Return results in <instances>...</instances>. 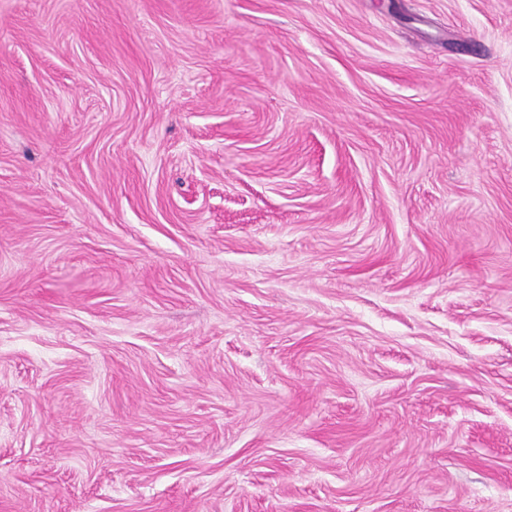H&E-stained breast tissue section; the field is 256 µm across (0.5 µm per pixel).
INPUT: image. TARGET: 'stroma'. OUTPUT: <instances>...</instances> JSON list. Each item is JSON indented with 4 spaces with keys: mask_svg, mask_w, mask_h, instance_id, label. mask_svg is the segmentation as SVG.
<instances>
[{
    "mask_svg": "<svg viewBox=\"0 0 512 512\" xmlns=\"http://www.w3.org/2000/svg\"><path fill=\"white\" fill-rule=\"evenodd\" d=\"M0 512H512V0H0Z\"/></svg>",
    "mask_w": 512,
    "mask_h": 512,
    "instance_id": "1",
    "label": "stroma"
}]
</instances>
